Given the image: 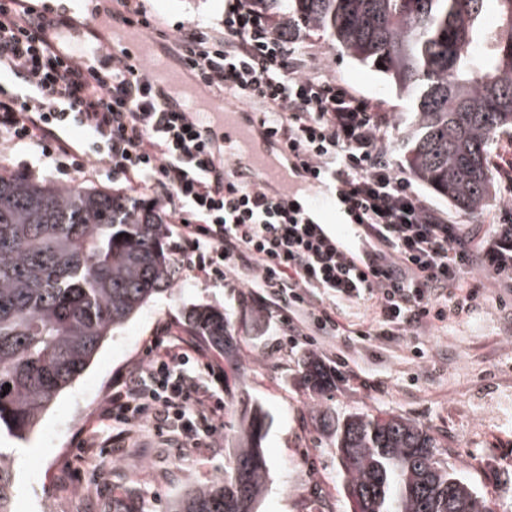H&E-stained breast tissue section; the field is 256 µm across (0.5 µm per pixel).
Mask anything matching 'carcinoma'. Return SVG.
<instances>
[{"label":"carcinoma","mask_w":512,"mask_h":512,"mask_svg":"<svg viewBox=\"0 0 512 512\" xmlns=\"http://www.w3.org/2000/svg\"><path fill=\"white\" fill-rule=\"evenodd\" d=\"M283 8L296 35L329 34L409 100L412 174L456 209L481 211L493 137L512 135V0H283ZM167 235L160 209L117 190L0 169V433L27 440L108 336L169 289ZM182 327L220 353L229 344L217 309L190 310ZM325 375L314 362L303 380L321 392ZM265 420L259 405L244 415L231 471L171 512H255L269 472ZM332 437L353 512H488L414 422L355 413L334 423ZM14 496L13 451L0 448V512H15Z\"/></svg>","instance_id":"1"}]
</instances>
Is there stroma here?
<instances>
[{"label":"stroma","mask_w":512,"mask_h":512,"mask_svg":"<svg viewBox=\"0 0 512 512\" xmlns=\"http://www.w3.org/2000/svg\"><path fill=\"white\" fill-rule=\"evenodd\" d=\"M159 21L154 46L181 27L219 25L224 0H143ZM304 44L337 81L390 115L387 150L404 164L408 105L387 88L379 74L341 52L327 33L311 31ZM0 168L36 180L124 190L121 175L107 169L70 170L60 175L52 159L35 145L0 139ZM421 195L464 229L491 237L499 220L512 215V202L494 187L483 210L466 214L428 188ZM168 251L178 264L173 285L155 296L100 348L84 374L50 404L26 443L32 455L16 458V512H166L170 501L229 469L238 444L240 417L253 405L267 412L261 446L270 476L257 512H351L336 450L317 423L320 414L396 415L428 429L447 461L482 493L491 512H512V286L483 271L485 301L474 311L434 328L408 333L394 342L375 339L354 344L348 355L369 385L333 377L328 390L314 395L302 383L309 359L335 364L336 342L277 348L268 312L244 285H218L182 265L183 244L169 233ZM209 304L224 312L230 342L224 348L229 387L224 393V429L206 456L181 447L173 435L134 434L118 458L94 449L76 463L72 448L112 388L113 376L144 358L151 336L177 323L192 306ZM80 478H73V469Z\"/></svg>","instance_id":"35a3bbf8"}]
</instances>
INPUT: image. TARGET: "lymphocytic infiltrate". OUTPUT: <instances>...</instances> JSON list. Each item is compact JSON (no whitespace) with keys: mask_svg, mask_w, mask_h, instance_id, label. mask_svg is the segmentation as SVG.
Here are the masks:
<instances>
[{"mask_svg":"<svg viewBox=\"0 0 512 512\" xmlns=\"http://www.w3.org/2000/svg\"><path fill=\"white\" fill-rule=\"evenodd\" d=\"M75 20L0 0V137L44 156L121 174L131 198L150 194L184 243L182 261L216 283L244 282L275 315L288 345L330 336L343 344L391 340L471 311L483 300L471 270L512 281V228L475 243L426 201L389 156V114L310 69V48L253 0H224L221 26L177 29L178 60L196 86L260 112L294 154L293 176L341 188V203L375 241L364 263L262 190L215 169L210 148L167 110L145 65L101 47L95 31L63 43ZM81 126L90 139L68 130ZM373 314L368 328L340 320L343 304ZM147 358L117 373L95 426L77 444L120 455L122 440L150 428L200 453L224 429L223 366L192 338L163 328Z\"/></svg>","mask_w":512,"mask_h":512,"instance_id":"lymphocytic-infiltrate-1","label":"lymphocytic infiltrate"}]
</instances>
